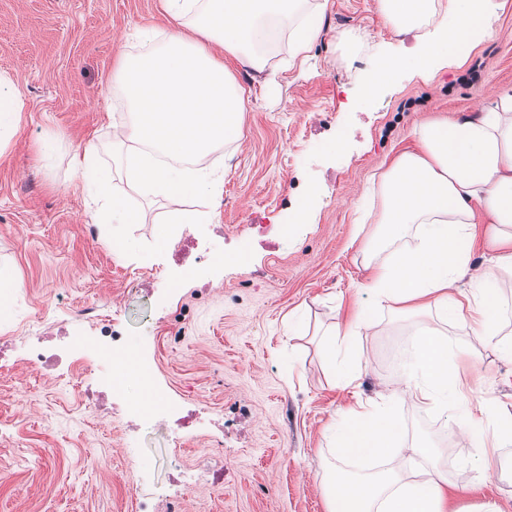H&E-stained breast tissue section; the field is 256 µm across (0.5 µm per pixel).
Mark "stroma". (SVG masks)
I'll return each mask as SVG.
<instances>
[{"label":"stroma","mask_w":512,"mask_h":512,"mask_svg":"<svg viewBox=\"0 0 512 512\" xmlns=\"http://www.w3.org/2000/svg\"><path fill=\"white\" fill-rule=\"evenodd\" d=\"M491 35L472 37L429 79L398 70L367 89L371 56L408 53L414 34L398 36L374 0H329L322 35L306 60L273 59L276 90L239 64L229 69L251 100L240 134L219 147L214 171L223 180L221 204L191 194L137 198L112 132L125 119L120 103L105 107L118 46L139 53L136 31L165 25L163 0H0V72L9 73L27 110L10 148L0 155V268L15 281L0 316V336L82 335L83 307L127 323L138 350L152 363L146 398H166L199 414L190 449L169 455L146 420L122 426L85 409L77 389L24 363L0 369V512H133L135 501L172 476L193 469L210 445L216 421L231 406L251 414L224 441V480L185 492L182 512H327L322 474L332 459L330 428L341 410L380 404L401 363L394 349L409 344L419 319L374 310L373 326L357 340L364 368L353 385L337 386L324 332L344 320L353 302L371 304L362 286L365 242L377 227L357 229L355 205L374 176L412 144L422 123L479 111L493 90L512 86V0H494ZM365 33V46L344 38ZM61 133L51 162L39 159V140ZM342 140L327 154L323 145ZM96 144L112 170V189L141 210L142 224H95L93 204L69 162ZM319 193L308 221H294L297 199ZM173 211L212 213L197 225L190 256L179 260L186 230L158 251L152 236ZM272 227L266 242L252 224ZM131 241L136 252L122 250ZM247 242L244 264L213 266L212 256ZM296 335H289V323ZM473 404L512 411V359L491 350L460 365ZM408 444L438 447L435 459L454 485L453 512L482 502L512 512V476L490 474L473 489L471 442L444 451L450 411L420 418L412 402Z\"/></svg>","instance_id":"obj_1"}]
</instances>
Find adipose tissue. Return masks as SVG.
Listing matches in <instances>:
<instances>
[{"mask_svg":"<svg viewBox=\"0 0 512 512\" xmlns=\"http://www.w3.org/2000/svg\"><path fill=\"white\" fill-rule=\"evenodd\" d=\"M375 8L397 35L419 32L413 69L422 75L456 56L463 20L477 21L481 34L492 31L493 0H375ZM325 9L324 0L313 9L307 0H164L167 26L142 27L143 52L119 51L112 70V96L126 108L112 146L124 151L128 185L145 195L220 199L210 155L239 132L249 105L225 59L261 73L280 43H287L291 57L304 55L320 35ZM25 110L13 79L0 72V154ZM412 139L414 149L400 154L372 184L380 201L373 221L383 227L392 252L387 261L368 263L365 288L378 308L437 322L419 328L410 352L414 369L401 373L389 400L344 410L330 439L347 459L402 460L400 402L411 398L420 410L449 403L457 410L449 434L476 439V470L484 478L496 470L487 445L512 446V413L491 404L472 406L455 364L461 350L446 327L460 322L482 347L512 358V336L502 332L496 290L502 275L512 276V87L473 115L415 127ZM133 144L149 145L152 155L130 152ZM96 156V146L88 145L73 156L72 168L101 199L99 222L139 223L138 213L112 193V174ZM479 215L493 255L462 294L456 281L470 268L463 243ZM372 324L371 312L360 304L347 321L329 329L327 354L339 368L338 385L350 386L360 376L354 341ZM450 485L447 472L436 466L420 485L405 480L398 467L363 475L332 464L325 480L333 512H447Z\"/></svg>","mask_w":512,"mask_h":512,"instance_id":"1","label":"adipose tissue"}]
</instances>
